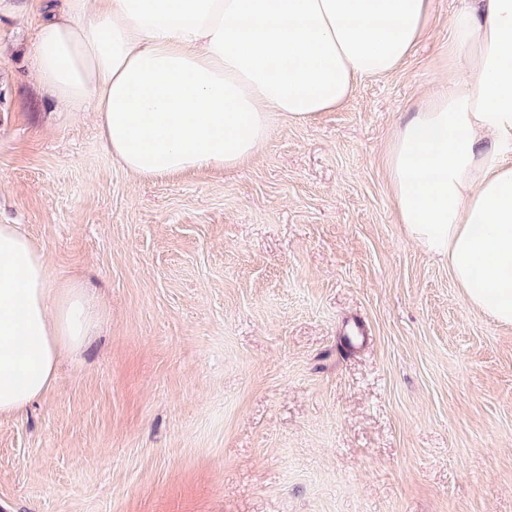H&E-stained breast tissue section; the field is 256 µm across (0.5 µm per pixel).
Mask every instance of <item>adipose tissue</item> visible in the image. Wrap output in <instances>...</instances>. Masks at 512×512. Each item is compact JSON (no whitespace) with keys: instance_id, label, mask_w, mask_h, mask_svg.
I'll list each match as a JSON object with an SVG mask.
<instances>
[{"instance_id":"adipose-tissue-1","label":"adipose tissue","mask_w":512,"mask_h":512,"mask_svg":"<svg viewBox=\"0 0 512 512\" xmlns=\"http://www.w3.org/2000/svg\"><path fill=\"white\" fill-rule=\"evenodd\" d=\"M30 50L62 113L92 111L137 178L238 166L283 114L342 108L364 76L427 38L433 0H40ZM512 0L451 18L448 78L385 153L396 218L444 260L467 301L512 326ZM97 322L83 287L55 285L16 224H0V417L47 394Z\"/></svg>"}]
</instances>
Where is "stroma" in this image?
<instances>
[{
  "label": "stroma",
  "mask_w": 512,
  "mask_h": 512,
  "mask_svg": "<svg viewBox=\"0 0 512 512\" xmlns=\"http://www.w3.org/2000/svg\"><path fill=\"white\" fill-rule=\"evenodd\" d=\"M25 4L0 23V224L101 322L0 419V512H512V327L406 236L384 163L462 0L341 109L275 118L248 163L150 179L89 113L55 117Z\"/></svg>",
  "instance_id": "1"
}]
</instances>
